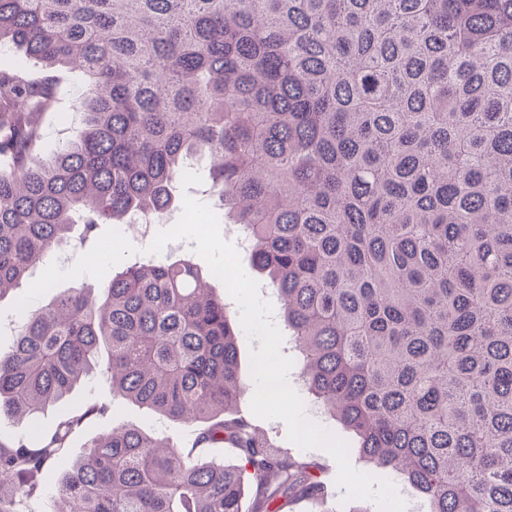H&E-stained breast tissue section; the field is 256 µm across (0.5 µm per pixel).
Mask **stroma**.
Here are the masks:
<instances>
[{"label": "stroma", "instance_id": "obj_1", "mask_svg": "<svg viewBox=\"0 0 512 512\" xmlns=\"http://www.w3.org/2000/svg\"><path fill=\"white\" fill-rule=\"evenodd\" d=\"M84 78L77 72H64L59 89L63 114L47 116L44 120L42 156H51L71 135L75 123L73 106L83 91ZM100 238L92 246L65 245L61 247L60 262L38 267L9 295L0 299V352L7 351L13 343L20 306L35 307L47 303L57 293L75 284L98 286L112 270L118 269L119 257L144 251L146 242L131 235H119L112 225H102ZM112 403V414L107 418L90 420L73 434L70 456H78L92 438L108 433L112 427L131 424L142 432L183 445L192 437L193 426L172 422L150 409L113 398L111 388L102 374H94L79 384L63 406L49 408L37 421L26 418L0 417V438L7 440L30 430L48 432L54 429L63 411L87 406L96 401ZM259 427L271 440L274 448L301 454L302 458L317 463L321 480L326 486L322 499L302 502L298 512H378L377 506L366 500H343L342 489L335 484L337 465L323 449L301 451L287 439V427L279 420H257Z\"/></svg>", "mask_w": 512, "mask_h": 512}]
</instances>
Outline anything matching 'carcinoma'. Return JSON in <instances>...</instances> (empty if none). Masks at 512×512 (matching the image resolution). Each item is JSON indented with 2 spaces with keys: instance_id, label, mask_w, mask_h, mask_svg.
<instances>
[{
  "instance_id": "carcinoma-1",
  "label": "carcinoma",
  "mask_w": 512,
  "mask_h": 512,
  "mask_svg": "<svg viewBox=\"0 0 512 512\" xmlns=\"http://www.w3.org/2000/svg\"><path fill=\"white\" fill-rule=\"evenodd\" d=\"M0 297L101 224L153 221L188 159L250 227L300 378L430 512H512V0H0ZM82 126L40 154L57 68ZM95 294L25 309L0 353V416L36 418L96 369L112 393L193 424L133 425L59 473L92 403L0 441V512H294L317 465L236 411L238 329L189 259L123 260ZM230 448L231 465L206 457Z\"/></svg>"
}]
</instances>
